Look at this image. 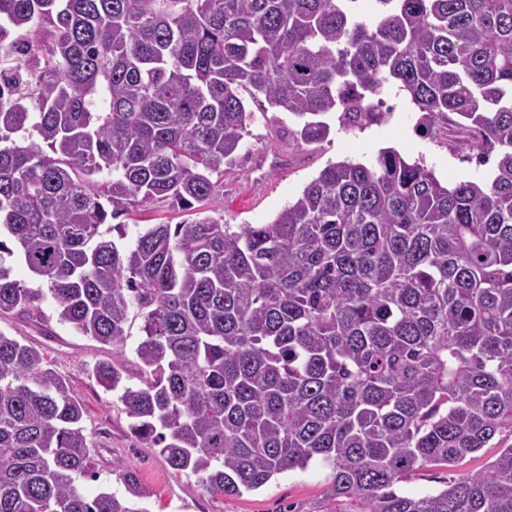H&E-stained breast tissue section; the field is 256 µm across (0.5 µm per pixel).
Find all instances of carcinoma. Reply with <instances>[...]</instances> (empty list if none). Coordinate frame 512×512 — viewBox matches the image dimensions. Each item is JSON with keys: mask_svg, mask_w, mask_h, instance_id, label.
<instances>
[{"mask_svg": "<svg viewBox=\"0 0 512 512\" xmlns=\"http://www.w3.org/2000/svg\"><path fill=\"white\" fill-rule=\"evenodd\" d=\"M0 0V317L112 349L129 431L211 494L319 461L310 512H512V0ZM396 89L483 162L445 185L384 148L327 164L268 224L202 213L264 98L319 143ZM37 132L39 141L25 136ZM190 218L110 237L135 206ZM41 278L31 288L12 259ZM142 321L130 386L127 326ZM95 442L46 349L0 331V512L88 499ZM485 448L479 472L398 484ZM484 457L466 460L461 466L453 469H421L414 472L406 481L399 484L400 490L408 496H419L440 489L443 481L458 478L460 475L480 470L487 458L496 452L495 448H486Z\"/></svg>", "mask_w": 512, "mask_h": 512, "instance_id": "1", "label": "carcinoma"}]
</instances>
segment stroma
<instances>
[{
    "label": "stroma",
    "instance_id": "stroma-1",
    "mask_svg": "<svg viewBox=\"0 0 512 512\" xmlns=\"http://www.w3.org/2000/svg\"><path fill=\"white\" fill-rule=\"evenodd\" d=\"M417 122V112L399 102L381 122L362 130L334 124L322 142L306 144L298 135L300 122L294 115L266 107L255 112L236 161L224 174L223 193L210 208L228 224L270 223L327 163L351 160L368 165L379 149L387 146L406 160H422L445 184L479 182L488 174V166L467 162L465 153L449 146L444 136L420 134ZM42 308L51 318L52 336L10 318L0 319V331L24 343L43 344L56 370L83 400L85 426L97 444V474L80 482L87 497L111 492L129 500L140 492L149 512H309L323 497L333 470L322 463L278 475L264 487L237 498L207 493L174 473L156 449L131 435L122 404L91 375L96 361L111 359V350L75 335L68 325L56 320L52 301H44ZM483 465V459L477 458L453 469H421L399 488L405 495L419 496Z\"/></svg>",
    "mask_w": 512,
    "mask_h": 512
}]
</instances>
